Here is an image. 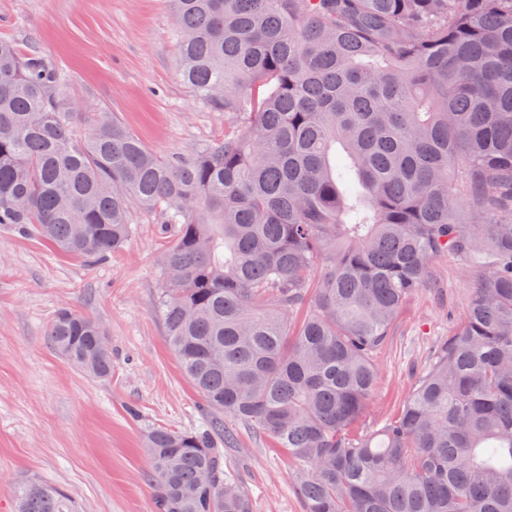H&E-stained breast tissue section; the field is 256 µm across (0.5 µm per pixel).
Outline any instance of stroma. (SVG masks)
<instances>
[{
	"label": "stroma",
	"instance_id": "1",
	"mask_svg": "<svg viewBox=\"0 0 512 512\" xmlns=\"http://www.w3.org/2000/svg\"><path fill=\"white\" fill-rule=\"evenodd\" d=\"M0 38L40 52L84 111L115 113L158 154L237 127L182 82L167 0H0ZM166 246L159 215L140 210L123 246L98 262L0 227V512H14L26 479L59 488L76 512H156L144 431H196L208 415L155 311ZM476 283L460 258L433 261L430 284L407 300L375 354L379 377L362 428L402 410ZM64 309L102 325L111 376L80 372L54 348L47 328ZM232 428L224 467L253 512H304L293 461L254 426Z\"/></svg>",
	"mask_w": 512,
	"mask_h": 512
}]
</instances>
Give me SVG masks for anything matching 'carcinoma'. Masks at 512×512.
<instances>
[{
	"instance_id": "cac0c4a2",
	"label": "carcinoma",
	"mask_w": 512,
	"mask_h": 512,
	"mask_svg": "<svg viewBox=\"0 0 512 512\" xmlns=\"http://www.w3.org/2000/svg\"><path fill=\"white\" fill-rule=\"evenodd\" d=\"M169 2L184 81L244 124L170 157L0 39V226L89 261L137 208L172 230L156 313L214 415L146 430L157 512H253L226 416L295 463L305 512H512V0ZM448 254L479 273L467 309L365 432L373 354ZM48 336L112 374L92 318ZM15 512L73 505L31 481Z\"/></svg>"
}]
</instances>
